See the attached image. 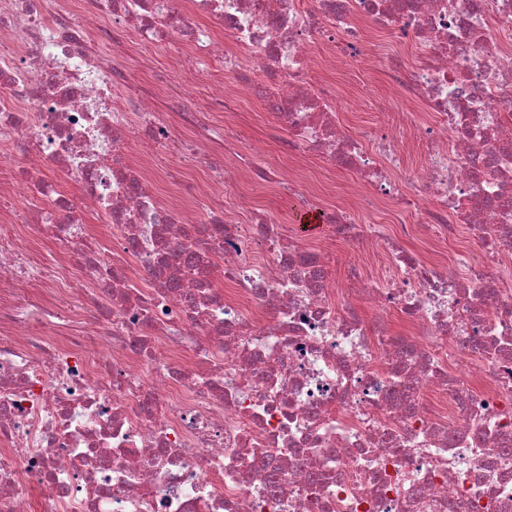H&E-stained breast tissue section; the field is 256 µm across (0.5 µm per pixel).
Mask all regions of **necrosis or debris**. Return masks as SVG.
<instances>
[{
    "mask_svg": "<svg viewBox=\"0 0 512 512\" xmlns=\"http://www.w3.org/2000/svg\"><path fill=\"white\" fill-rule=\"evenodd\" d=\"M257 96L330 245L252 221ZM0 159V512H512V0H0ZM117 53L129 75L141 78L147 72L154 71L162 83V92L156 101V112H171L180 105L196 112V100L192 94L195 85H200V92L210 78L206 74L170 72L166 69V58L159 49H147L130 40L117 50ZM376 79L379 85L381 86L384 96V102L383 104H379L377 102L370 103L364 112H355V119L357 121H367L369 119H372L375 115H377V113H379L380 107L385 106L386 110L388 111H394L401 107L402 102L399 97H397L391 92L389 85L387 83V77H385L381 73H377ZM247 111L248 115L243 121L230 126V136L244 150L253 139L262 138L268 144V152L262 161L273 165L287 164L288 159L278 152L276 140V137L288 135L285 125L271 117L261 100H253L250 105H247ZM305 164L307 168L314 170L323 179L334 182L336 184V189L340 191L341 194L344 193L347 188L345 186V181L349 177L350 172L338 167H328L316 158L308 159Z\"/></svg>",
    "mask_w": 512,
    "mask_h": 512,
    "instance_id": "obj_1",
    "label": "necrosis or debris"
}]
</instances>
